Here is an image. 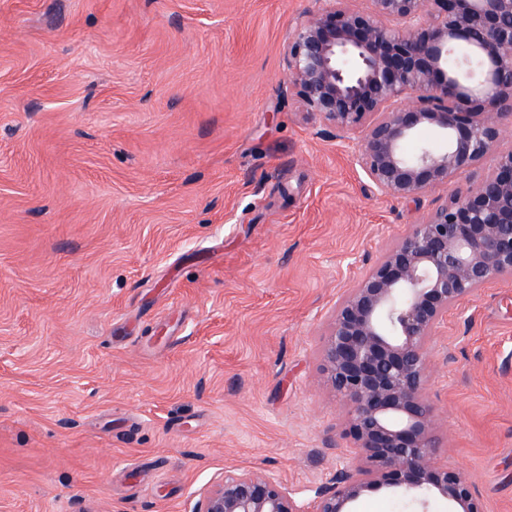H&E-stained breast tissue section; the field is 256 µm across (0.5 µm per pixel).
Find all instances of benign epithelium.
<instances>
[{"mask_svg": "<svg viewBox=\"0 0 512 512\" xmlns=\"http://www.w3.org/2000/svg\"><path fill=\"white\" fill-rule=\"evenodd\" d=\"M301 17L284 75L306 114L356 141L357 162L381 193L415 199L465 177L387 248L336 304L322 372L347 406L358 463L336 472L312 512H352L379 486L437 493L482 512L463 472L436 463L426 397L430 342L462 301L512 277V0H346ZM495 107L487 111L484 103ZM424 127L446 148L406 144ZM494 165L479 170L484 159ZM191 512H301L257 470L226 471Z\"/></svg>", "mask_w": 512, "mask_h": 512, "instance_id": "obj_1", "label": "benign epithelium"}]
</instances>
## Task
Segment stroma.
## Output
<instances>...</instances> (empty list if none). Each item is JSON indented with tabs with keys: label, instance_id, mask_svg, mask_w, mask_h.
I'll return each mask as SVG.
<instances>
[{
	"label": "stroma",
	"instance_id": "stroma-1",
	"mask_svg": "<svg viewBox=\"0 0 512 512\" xmlns=\"http://www.w3.org/2000/svg\"><path fill=\"white\" fill-rule=\"evenodd\" d=\"M318 0H0V512H303L356 464L333 309L454 192L381 194L284 81ZM436 461L512 512V278L432 340ZM354 512H455L384 486ZM191 512H303L288 489L257 470L225 471L224 477L205 492Z\"/></svg>",
	"mask_w": 512,
	"mask_h": 512
}]
</instances>
